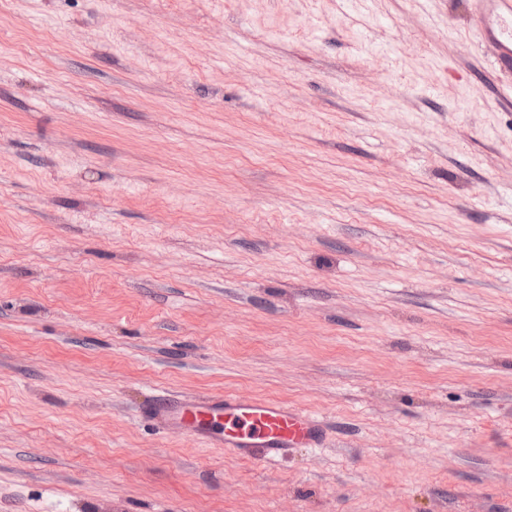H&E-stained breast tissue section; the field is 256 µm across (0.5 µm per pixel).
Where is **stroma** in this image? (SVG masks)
<instances>
[{
  "instance_id": "1",
  "label": "stroma",
  "mask_w": 512,
  "mask_h": 512,
  "mask_svg": "<svg viewBox=\"0 0 512 512\" xmlns=\"http://www.w3.org/2000/svg\"><path fill=\"white\" fill-rule=\"evenodd\" d=\"M472 0H0V512H512V76ZM305 408L274 465L155 393Z\"/></svg>"
}]
</instances>
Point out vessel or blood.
I'll return each mask as SVG.
<instances>
[{
	"mask_svg": "<svg viewBox=\"0 0 512 512\" xmlns=\"http://www.w3.org/2000/svg\"><path fill=\"white\" fill-rule=\"evenodd\" d=\"M473 6L480 35L493 47L496 69L512 75V0H473ZM151 416L164 430L217 442L239 458L264 463L324 441L322 420L278 399L224 395L186 400L160 392Z\"/></svg>",
	"mask_w": 512,
	"mask_h": 512,
	"instance_id": "vessel-or-blood-1",
	"label": "vessel or blood"
}]
</instances>
